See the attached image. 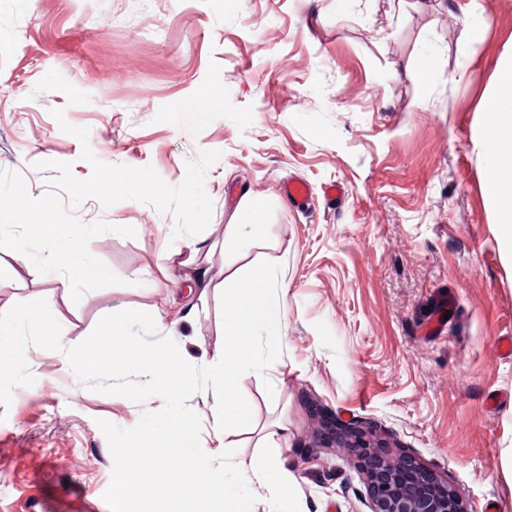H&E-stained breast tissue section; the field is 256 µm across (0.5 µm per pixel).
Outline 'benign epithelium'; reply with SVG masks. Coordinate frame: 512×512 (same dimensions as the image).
Masks as SVG:
<instances>
[{"instance_id": "1", "label": "benign epithelium", "mask_w": 512, "mask_h": 512, "mask_svg": "<svg viewBox=\"0 0 512 512\" xmlns=\"http://www.w3.org/2000/svg\"><path fill=\"white\" fill-rule=\"evenodd\" d=\"M348 446L366 471L370 512H469L447 479L415 459L385 458L360 434Z\"/></svg>"}]
</instances>
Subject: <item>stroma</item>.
Masks as SVG:
<instances>
[{
    "label": "stroma",
    "mask_w": 512,
    "mask_h": 512,
    "mask_svg": "<svg viewBox=\"0 0 512 512\" xmlns=\"http://www.w3.org/2000/svg\"><path fill=\"white\" fill-rule=\"evenodd\" d=\"M511 70L512 0H0V169L38 198L54 173L37 162L87 179L86 145L172 185L187 160L220 151L199 258L240 275L278 264L286 289L281 354L242 376L253 421L227 441L249 458L263 427L287 421L295 480L280 486L274 469L252 483V512H369L351 449L322 442L327 421L446 476L471 512H512V359L496 349L512 336V166L492 186L487 146ZM56 109L89 128L88 144ZM291 178L310 185L309 209L282 196ZM336 182L339 203L323 196ZM244 200L261 206L265 236L225 243ZM73 214L135 229L89 245L119 284L76 302L56 273L34 270L0 281V313L47 298L74 346L122 303L159 312L158 335L184 355H221L220 294L188 312L183 270L159 259L183 245L171 217L135 200L90 199ZM446 296L455 309L429 331ZM27 366L35 383L0 405V512H110L98 422L133 427L163 399L91 391L58 351Z\"/></svg>",
    "instance_id": "1"
}]
</instances>
